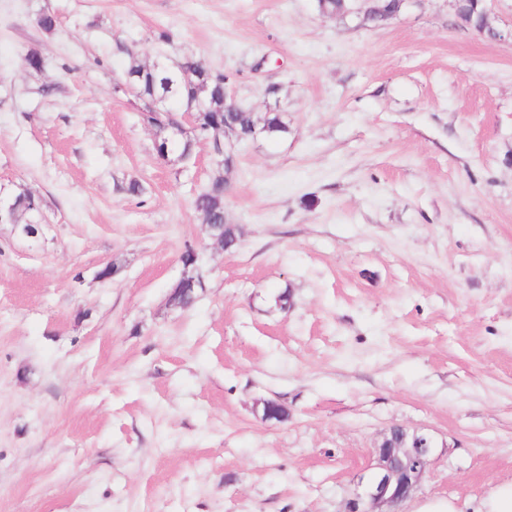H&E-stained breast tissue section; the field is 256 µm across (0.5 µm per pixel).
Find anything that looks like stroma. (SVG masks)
Masks as SVG:
<instances>
[{"instance_id":"obj_1","label":"stroma","mask_w":512,"mask_h":512,"mask_svg":"<svg viewBox=\"0 0 512 512\" xmlns=\"http://www.w3.org/2000/svg\"><path fill=\"white\" fill-rule=\"evenodd\" d=\"M485 5L504 40L454 0L380 28L315 0H0V195L43 224H0V512H343L395 424L436 442L402 512L512 479V0ZM130 49L279 104L287 134L231 146L234 252L193 206L212 140L161 159L116 92ZM10 203L13 205V208L18 215L17 219H22L27 216L25 222L22 224H14L17 228H20V231L23 234H27L28 232L26 225L37 224V226H40L41 223L36 217V212H38L39 209V203L34 195L30 196L24 192H20L10 200Z\"/></svg>"}]
</instances>
